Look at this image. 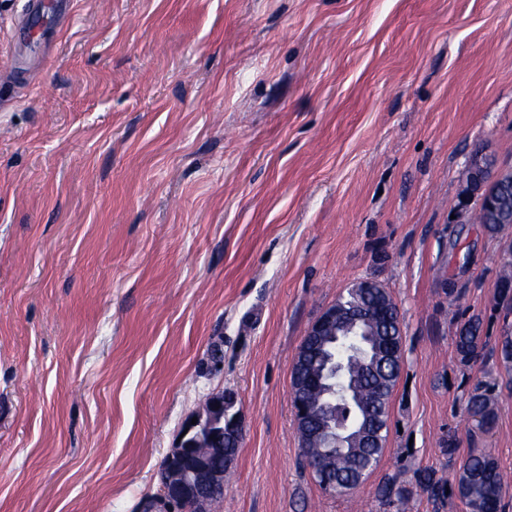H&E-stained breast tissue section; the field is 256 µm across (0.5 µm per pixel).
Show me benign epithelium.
Instances as JSON below:
<instances>
[{
  "label": "benign epithelium",
  "instance_id": "obj_1",
  "mask_svg": "<svg viewBox=\"0 0 512 512\" xmlns=\"http://www.w3.org/2000/svg\"><path fill=\"white\" fill-rule=\"evenodd\" d=\"M469 172L485 186V192L478 198L464 193L458 204V214L467 212L475 200L478 209L497 211L499 201L495 188L508 183L512 169L497 167L484 154L478 153L470 160ZM340 309L341 305L336 303L327 307L311 324L307 335H325L336 325ZM364 335L365 327L358 319L343 321L342 334L334 340L336 351L325 358L321 371L315 376L321 389L316 406L303 400L300 378H295L290 385L300 447L334 448L345 453L360 442L371 440L372 434L367 427L358 428L342 418V412L357 410L358 399L349 379L348 366L350 356L364 349ZM383 347L392 367L402 365V329L389 332ZM194 416L197 423L193 425L189 419L184 422L183 432L179 433L164 459L160 491L145 497L141 512H212L213 504L224 495L233 461L226 459L221 466L214 464L213 458L226 455L224 434H230L236 441L242 440L241 414L236 409V399L229 392L214 391Z\"/></svg>",
  "mask_w": 512,
  "mask_h": 512
}]
</instances>
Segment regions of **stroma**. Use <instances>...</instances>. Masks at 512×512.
<instances>
[{"instance_id":"35a3bbf8","label":"stroma","mask_w":512,"mask_h":512,"mask_svg":"<svg viewBox=\"0 0 512 512\" xmlns=\"http://www.w3.org/2000/svg\"><path fill=\"white\" fill-rule=\"evenodd\" d=\"M67 2L59 24L0 0V512H137L217 389L244 431L213 512H399L377 495L398 468L444 484L409 512H467L473 448L512 475V377L452 341L474 314L512 333V224L457 212L475 152L512 165V0ZM365 277L403 365L376 470L336 496L303 463L291 368ZM498 305L508 314L512 311V258H504L499 272L497 283ZM341 305L336 302L327 307L311 324L306 336H325L327 330L336 325V318L340 315ZM494 390L495 383L480 382L464 398L468 413L481 417L477 422V428L480 430L486 429L495 420Z\"/></svg>"}]
</instances>
